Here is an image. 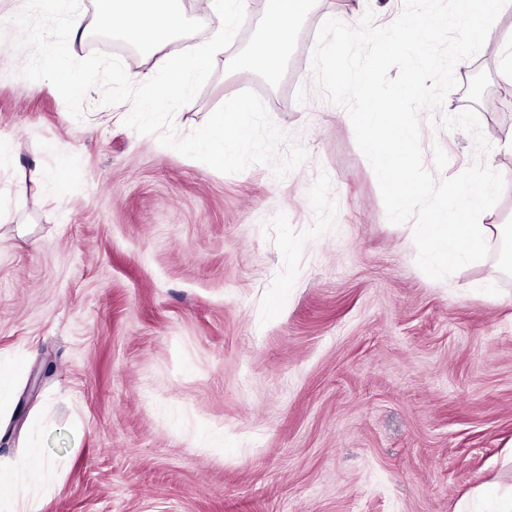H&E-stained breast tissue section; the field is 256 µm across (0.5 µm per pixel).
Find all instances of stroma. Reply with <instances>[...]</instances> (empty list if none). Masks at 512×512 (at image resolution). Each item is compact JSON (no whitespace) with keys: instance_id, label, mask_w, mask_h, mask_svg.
<instances>
[{"instance_id":"obj_1","label":"stroma","mask_w":512,"mask_h":512,"mask_svg":"<svg viewBox=\"0 0 512 512\" xmlns=\"http://www.w3.org/2000/svg\"><path fill=\"white\" fill-rule=\"evenodd\" d=\"M268 0L217 53L177 138L251 90L307 153L285 177L236 174L125 126L128 103L87 94L74 119L22 77L18 0H0V358L22 356L0 466L37 512H458L512 487V276L492 255L445 279L417 266L411 223L389 221L374 171L312 69L321 24L385 27L403 0H312L278 80L239 65ZM479 76L420 113L436 179L474 161L504 177L481 223L512 219V9ZM70 51L151 56L84 33ZM473 107L491 145L443 127ZM25 182L27 193L15 186ZM35 455L41 481L20 468Z\"/></svg>"}]
</instances>
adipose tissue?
Instances as JSON below:
<instances>
[{"mask_svg": "<svg viewBox=\"0 0 512 512\" xmlns=\"http://www.w3.org/2000/svg\"><path fill=\"white\" fill-rule=\"evenodd\" d=\"M311 0H270L264 30L243 61L245 69L270 73L276 70L288 49V42L296 19L309 10ZM474 17L481 34L473 36L465 26L466 17ZM492 12L486 11L482 0H454L449 25L461 28L463 38L457 46L458 61H465L471 47L496 46L491 20Z\"/></svg>", "mask_w": 512, "mask_h": 512, "instance_id": "adipose-tissue-1", "label": "adipose tissue"}]
</instances>
